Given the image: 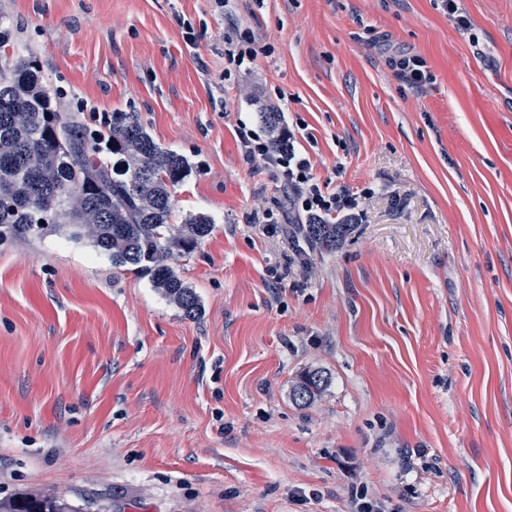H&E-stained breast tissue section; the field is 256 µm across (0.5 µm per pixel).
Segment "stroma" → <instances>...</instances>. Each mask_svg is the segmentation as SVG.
Instances as JSON below:
<instances>
[{
    "instance_id": "35a3bbf8",
    "label": "stroma",
    "mask_w": 512,
    "mask_h": 512,
    "mask_svg": "<svg viewBox=\"0 0 512 512\" xmlns=\"http://www.w3.org/2000/svg\"><path fill=\"white\" fill-rule=\"evenodd\" d=\"M457 5L468 28L440 0H0L66 111L138 113L188 159L173 223L213 220L176 265L195 320L67 234L0 245V500L512 512V0ZM228 33L259 51L229 78ZM269 110L320 182L367 194L335 252L243 159ZM396 78L407 87L420 91L433 80L426 61L412 52H399L389 58ZM326 385L327 379L324 378L320 371L307 372L295 386L293 395L295 400L308 403L318 396ZM295 392L302 395L298 398Z\"/></svg>"
}]
</instances>
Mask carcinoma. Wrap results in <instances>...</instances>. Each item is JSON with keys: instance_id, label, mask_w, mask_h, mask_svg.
<instances>
[{"instance_id": "obj_1", "label": "carcinoma", "mask_w": 512, "mask_h": 512, "mask_svg": "<svg viewBox=\"0 0 512 512\" xmlns=\"http://www.w3.org/2000/svg\"><path fill=\"white\" fill-rule=\"evenodd\" d=\"M14 51V29L0 16V244L64 225L72 240L149 277L185 317H199L200 299L174 261L198 247L212 222L197 214L170 223L188 160L157 143L136 112H113L94 128L80 113L61 111L35 56ZM354 228L301 224L298 233L313 248L333 251ZM326 385L321 372H308L294 392L308 403ZM0 512L82 509L56 496L26 495L0 501Z\"/></svg>"}]
</instances>
